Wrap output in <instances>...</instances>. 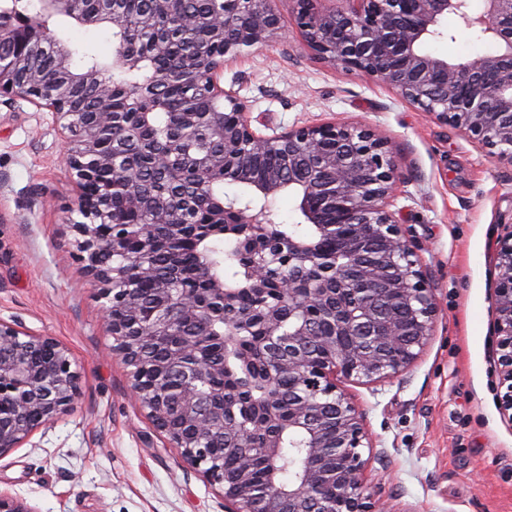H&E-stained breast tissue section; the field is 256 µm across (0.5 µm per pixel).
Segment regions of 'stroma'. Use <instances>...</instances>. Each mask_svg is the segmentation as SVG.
I'll use <instances>...</instances> for the list:
<instances>
[{
    "label": "stroma",
    "instance_id": "stroma-1",
    "mask_svg": "<svg viewBox=\"0 0 512 512\" xmlns=\"http://www.w3.org/2000/svg\"><path fill=\"white\" fill-rule=\"evenodd\" d=\"M276 40L226 60L222 81L252 128L271 135L327 122L384 137L398 176L394 209L412 236L438 317L402 376L348 390L381 458L368 484L397 512H512V424L497 406L492 359L493 243L512 224V166L394 89L318 60L274 0ZM426 51L451 61L488 52L455 16ZM69 46L111 60V26L63 23ZM48 110L0 104V319L65 345L81 375L73 411L0 456V489L34 512H224L219 487L187 468L134 396L112 354L102 302L74 253L77 190Z\"/></svg>",
    "mask_w": 512,
    "mask_h": 512
}]
</instances>
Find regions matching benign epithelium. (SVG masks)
<instances>
[{
    "label": "benign epithelium",
    "mask_w": 512,
    "mask_h": 512,
    "mask_svg": "<svg viewBox=\"0 0 512 512\" xmlns=\"http://www.w3.org/2000/svg\"><path fill=\"white\" fill-rule=\"evenodd\" d=\"M295 2V24L320 60L395 89L512 165V0H340L330 9L319 8L317 0ZM151 3L140 29L153 30L160 19L184 34L197 27L194 19L173 13L172 0ZM272 3L224 0L183 62V69L201 77L200 90L216 106L205 113L206 125L223 139L224 152H199L178 138L152 150L154 166L172 182H195L194 195L173 194L163 209L138 190L136 177L147 152L140 132L151 123L142 102L151 99L154 110H167L158 94L167 72L155 69L143 83L119 84L117 73L142 66L144 56L133 52L117 53L110 65L76 67L70 47L40 20L49 14L83 26L110 25L114 0H40L37 17L0 13V98L50 111L65 134V164L83 217L73 224L77 256L105 300L102 318L112 351L130 367L131 388L157 429L190 468L222 488L224 512H386L390 505L381 490L365 480L370 458L363 449L374 445L365 413L345 383L366 385L409 370L432 336L437 303L415 244L391 210L396 174L383 138L364 126L336 123L263 136L234 91L221 86L226 56L279 33ZM244 10L247 24L232 31ZM450 14L494 50L461 62L425 52L426 42L444 36L441 22ZM89 93L102 103L97 112L81 110ZM117 94L124 97L119 111L110 108ZM117 127L127 134L103 147V134ZM269 151L280 153V167L251 183L249 198L226 204L214 193V172L244 158L254 163ZM118 168L120 177L101 184L103 172ZM284 191L295 196L312 231L265 242L250 287L266 288L270 267L283 265L288 276L277 293L238 313L234 292L219 277L207 276L203 288H183L174 270L171 287L153 289V311L144 323L138 282L153 273L152 245L187 233L197 198L210 201L211 224L259 225L270 199ZM116 198L144 221H108ZM333 237L336 253L328 255L325 242ZM494 255L493 361L504 388L498 409L512 424V224L501 226ZM285 310L298 316L287 329ZM222 318L261 327L254 349L265 358L263 380L270 387L285 373L295 380L288 430L278 393L256 405L224 383V367L202 333ZM79 394V373L59 341L0 319V456L72 411ZM256 427L266 431L259 448L251 441ZM295 437L302 446L287 472L284 439ZM226 448L239 456L231 476L224 470ZM256 456L266 466L261 487L252 473ZM0 512L35 510L0 491Z\"/></svg>",
    "instance_id": "1"
}]
</instances>
